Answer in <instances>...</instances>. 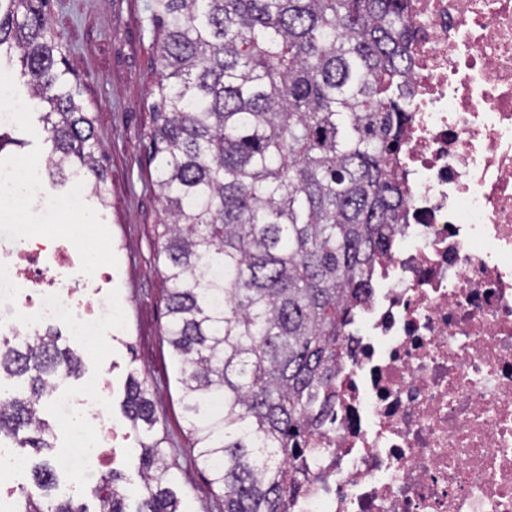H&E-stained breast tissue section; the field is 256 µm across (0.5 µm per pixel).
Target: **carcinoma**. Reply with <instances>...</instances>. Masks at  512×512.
Instances as JSON below:
<instances>
[{
  "instance_id": "cac0c4a2",
  "label": "carcinoma",
  "mask_w": 512,
  "mask_h": 512,
  "mask_svg": "<svg viewBox=\"0 0 512 512\" xmlns=\"http://www.w3.org/2000/svg\"><path fill=\"white\" fill-rule=\"evenodd\" d=\"M49 7L0 0V57L19 58L44 109L46 168L86 178L104 204L95 119ZM150 11L164 335L191 449L224 512H288V458L325 406L344 328L405 220L411 0H152ZM214 269L221 276L204 279ZM58 340L0 352V377L28 380L0 413V436L44 433L37 407L51 379L80 363ZM122 409L140 435L138 512H179L175 464L137 372ZM94 494L103 512H128L115 476ZM20 512L84 510L27 498Z\"/></svg>"
}]
</instances>
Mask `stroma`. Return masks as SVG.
<instances>
[{"label":"stroma","mask_w":512,"mask_h":512,"mask_svg":"<svg viewBox=\"0 0 512 512\" xmlns=\"http://www.w3.org/2000/svg\"><path fill=\"white\" fill-rule=\"evenodd\" d=\"M150 0H51L56 33L72 44L69 68L81 82V99L94 113L97 157L107 177V206H100L90 188L44 175L48 195H72L73 204L59 216L62 224L76 221L77 212L92 214L112 241L108 292L123 309L124 323L111 342L81 358L68 378L78 388L85 376L102 374L110 386L109 409L115 423H124L122 401L131 372L147 377L168 441L170 458L180 467L175 490L180 512H222L190 452L188 423L175 382L171 349L164 336L167 321L166 283L155 226L161 213L153 185L157 179L150 159L151 90L158 65L148 25ZM13 88L19 121L5 129L0 158L22 159L43 166L52 149L19 61L0 63V81Z\"/></svg>","instance_id":"stroma-1"}]
</instances>
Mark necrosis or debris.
Instances as JSON below:
<instances>
[{
    "instance_id": "4bbe7bcc",
    "label": "necrosis or debris",
    "mask_w": 512,
    "mask_h": 512,
    "mask_svg": "<svg viewBox=\"0 0 512 512\" xmlns=\"http://www.w3.org/2000/svg\"><path fill=\"white\" fill-rule=\"evenodd\" d=\"M413 119L397 162L410 182L397 245L346 331L334 394L293 464L288 512H512V0H412ZM0 337L67 328L83 347L112 337L111 297L91 257L98 225L20 223L70 202L40 194L22 163L0 164ZM60 449L78 456L68 493L109 462L101 375L47 399ZM28 463L0 440V512H15Z\"/></svg>"
}]
</instances>
